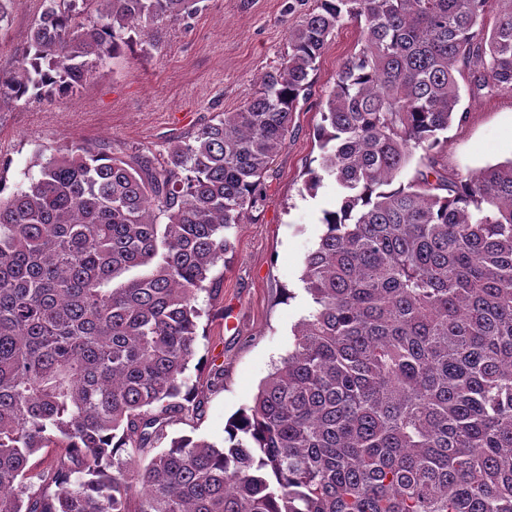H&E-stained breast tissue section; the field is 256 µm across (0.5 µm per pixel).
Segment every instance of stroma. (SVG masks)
I'll use <instances>...</instances> for the list:
<instances>
[{"mask_svg": "<svg viewBox=\"0 0 512 512\" xmlns=\"http://www.w3.org/2000/svg\"><path fill=\"white\" fill-rule=\"evenodd\" d=\"M39 7L40 0H14L12 25L0 35V73L19 65ZM316 7L317 0H205L190 24L167 27L154 46L137 44L124 57L104 60L73 96L0 112V182L10 192L24 186L37 152L64 145L165 156L170 142L218 113L238 110L261 77L280 65L289 29ZM359 37L347 21L334 31L312 74L311 93L294 112L264 178L262 202L233 228L229 263L214 269L220 291L198 296L199 368L191 377L201 407L194 417L170 422L166 438L222 443L227 420L252 404L262 379L293 348L292 330L310 306L301 260L318 240L323 210L336 201L331 181L309 196L306 171L319 155L316 128L336 72L358 51ZM459 109L464 119L434 151L442 175L452 180L512 158V92L477 95L465 88ZM214 363L224 376L211 387Z\"/></svg>", "mask_w": 512, "mask_h": 512, "instance_id": "1", "label": "stroma"}]
</instances>
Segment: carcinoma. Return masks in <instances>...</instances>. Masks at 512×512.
<instances>
[{"instance_id":"obj_1","label":"carcinoma","mask_w":512,"mask_h":512,"mask_svg":"<svg viewBox=\"0 0 512 512\" xmlns=\"http://www.w3.org/2000/svg\"><path fill=\"white\" fill-rule=\"evenodd\" d=\"M204 0H41L0 110L66 98L134 37ZM338 68L305 190L338 186L303 257L294 347L223 445L163 426L196 408L198 293L262 201L328 37ZM471 83L512 91V0H318L236 112L167 155L72 145L0 186V512H512V159L393 181ZM434 174L436 181L429 180ZM60 456L34 473L31 456Z\"/></svg>"}]
</instances>
